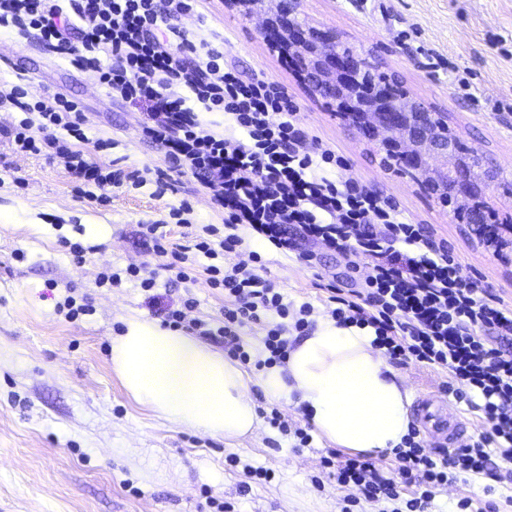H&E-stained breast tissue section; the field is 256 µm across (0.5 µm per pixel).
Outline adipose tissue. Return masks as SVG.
Segmentation results:
<instances>
[{
	"instance_id": "adipose-tissue-1",
	"label": "adipose tissue",
	"mask_w": 512,
	"mask_h": 512,
	"mask_svg": "<svg viewBox=\"0 0 512 512\" xmlns=\"http://www.w3.org/2000/svg\"><path fill=\"white\" fill-rule=\"evenodd\" d=\"M112 367L127 393L159 418L214 437L256 429V405L242 370L183 332L131 319L112 341ZM272 401L293 400L315 429L341 448L375 453L407 434V396L372 337L322 323L291 349L286 369L262 382Z\"/></svg>"
}]
</instances>
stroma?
I'll return each instance as SVG.
<instances>
[{"instance_id": "1", "label": "stroma", "mask_w": 512, "mask_h": 512, "mask_svg": "<svg viewBox=\"0 0 512 512\" xmlns=\"http://www.w3.org/2000/svg\"><path fill=\"white\" fill-rule=\"evenodd\" d=\"M302 17L371 56L381 72L444 112L465 146L491 157L502 175L483 198L512 226V0H302ZM261 20L242 0H198L177 26L188 39L225 52L240 71H261L286 87L309 142L348 162L343 170L321 165V174L390 196L404 222L432 226L463 258L464 275L477 287L499 289L512 308V261L473 241L452 207L420 183L385 167L384 150L314 97L295 62L269 46ZM15 85L37 98L61 93L80 101L85 151L95 162L117 160L122 177L92 201L60 160L16 155L0 143V512H215L217 502L234 512H339L345 492L322 465L332 443L317 435L297 447L267 421L276 408L310 424L302 408L265 397L263 374L253 366L267 355L260 327L240 331L260 418L252 435L227 440L175 426L129 396L112 368V340L128 317L151 313L138 284L126 279L101 288L98 273L149 263L157 294L194 299L191 318L219 327L223 290L202 276L177 282L162 259L146 257L135 242L141 225L163 222L172 242L187 245L201 225L223 224L224 215L192 174H173V189L161 195L152 184L134 183L131 171L164 162L163 150L141 135V112L113 99L36 35L2 29L0 87ZM98 140L111 141V150L97 151ZM183 204L184 221H172L171 209ZM239 234L242 242L224 266L257 253L288 303L313 306L315 323L331 318L320 282L345 291L363 284V270L342 253L320 246L306 264L247 227ZM69 241L87 248L86 263L73 262ZM69 296L90 304L92 314L66 317L59 306ZM491 463L500 480L459 476L437 490L428 512H461L465 496L474 512H512V462ZM256 468L269 479L250 480L247 472Z\"/></svg>"}]
</instances>
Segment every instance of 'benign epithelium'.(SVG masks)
<instances>
[{
	"mask_svg": "<svg viewBox=\"0 0 512 512\" xmlns=\"http://www.w3.org/2000/svg\"><path fill=\"white\" fill-rule=\"evenodd\" d=\"M301 0H275L263 20L262 34L280 52L296 58L310 91L334 112L349 117L369 140L393 149L401 166L433 187L441 180L472 183L471 170L459 154L460 142L442 113L403 91L400 98L363 82L368 61L339 51L334 31L300 25ZM442 158L443 169L432 171L429 160Z\"/></svg>",
	"mask_w": 512,
	"mask_h": 512,
	"instance_id": "7a95c632",
	"label": "benign epithelium"
}]
</instances>
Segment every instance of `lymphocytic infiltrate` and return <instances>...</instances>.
Here are the masks:
<instances>
[{
	"instance_id": "f902f5d3",
	"label": "lymphocytic infiltrate",
	"mask_w": 512,
	"mask_h": 512,
	"mask_svg": "<svg viewBox=\"0 0 512 512\" xmlns=\"http://www.w3.org/2000/svg\"><path fill=\"white\" fill-rule=\"evenodd\" d=\"M194 8L195 0H0V28H15L24 37L37 34L113 98L142 109V135L164 149L165 163L136 171L137 182L153 183L162 192L172 172L188 171L210 190L224 212L223 227L203 225L202 238L188 247L169 243L160 225L146 224L138 245L147 255L179 262L176 277L186 282L195 272L189 251L208 258L203 271L228 299L224 322L214 330L202 320L192 327L203 338L223 340L231 358L259 370L285 365L293 346L289 332L304 335L314 312L308 303L291 311L257 267V254L228 270L217 266L219 256L240 244L239 227L296 252L303 262L313 260L317 245L360 259L363 288L327 297L336 324L372 328L375 347L396 364L447 372L444 392L471 403L482 430L464 448L429 452L413 426L387 468L337 451L323 466L346 491L341 512H352L364 498L398 500L407 488L413 491L411 512H426L450 477L493 475L494 453L512 460V311L493 290L477 289L464 277L460 256L428 225L403 222L390 198L352 178L339 185L315 174L318 162L331 163L336 156L309 145L285 87L260 74L243 79L206 40L171 41L176 20ZM26 96L19 86L0 93V109L25 114L19 124L0 129L15 154L61 158L87 188L103 191L117 183V172L90 161L82 149L87 137L78 102L57 94L31 103ZM202 108L230 115L243 137L201 131ZM125 277L138 282L152 315L165 326L180 327L195 306L190 299L179 306L162 302L153 293L156 273L145 263L121 274L104 270L97 284L111 287ZM269 312L279 321L266 329V358L254 362L239 331L261 323Z\"/></svg>"
}]
</instances>
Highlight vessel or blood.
I'll use <instances>...</instances> for the list:
<instances>
[{
    "mask_svg": "<svg viewBox=\"0 0 512 512\" xmlns=\"http://www.w3.org/2000/svg\"><path fill=\"white\" fill-rule=\"evenodd\" d=\"M412 410L420 429L435 447L451 451L461 447L468 427L446 398L436 393L421 395L413 401Z\"/></svg>",
    "mask_w": 512,
    "mask_h": 512,
    "instance_id": "vessel-or-blood-1",
    "label": "vessel or blood"
}]
</instances>
